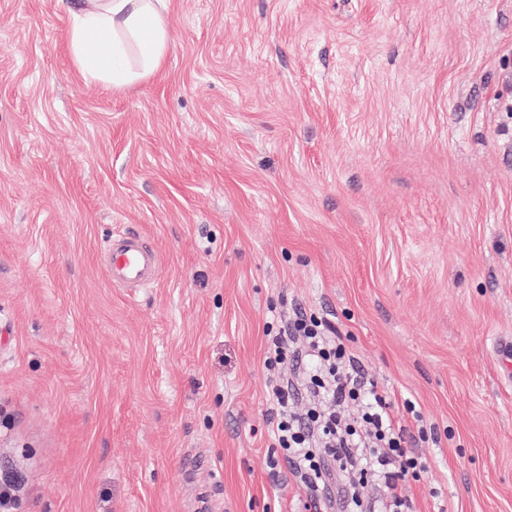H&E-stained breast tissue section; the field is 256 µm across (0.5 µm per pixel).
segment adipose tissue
<instances>
[{
    "label": "adipose tissue",
    "instance_id": "adipose-tissue-1",
    "mask_svg": "<svg viewBox=\"0 0 512 512\" xmlns=\"http://www.w3.org/2000/svg\"><path fill=\"white\" fill-rule=\"evenodd\" d=\"M75 67L86 81L120 88L159 70L169 46V0H59ZM137 44L138 66L126 62Z\"/></svg>",
    "mask_w": 512,
    "mask_h": 512
}]
</instances>
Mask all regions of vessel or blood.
I'll list each match as a JSON object with an SVG mask.
<instances>
[{
	"label": "vessel or blood",
	"instance_id": "vessel-or-blood-1",
	"mask_svg": "<svg viewBox=\"0 0 512 512\" xmlns=\"http://www.w3.org/2000/svg\"><path fill=\"white\" fill-rule=\"evenodd\" d=\"M109 278L121 288H144L158 276L161 257L144 238L132 233L115 237L105 252Z\"/></svg>",
	"mask_w": 512,
	"mask_h": 512
}]
</instances>
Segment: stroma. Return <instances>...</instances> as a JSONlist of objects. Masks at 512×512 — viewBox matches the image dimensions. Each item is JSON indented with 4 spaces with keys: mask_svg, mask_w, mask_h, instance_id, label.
I'll use <instances>...</instances> for the list:
<instances>
[{
    "mask_svg": "<svg viewBox=\"0 0 512 512\" xmlns=\"http://www.w3.org/2000/svg\"><path fill=\"white\" fill-rule=\"evenodd\" d=\"M163 67L76 70L0 0V473L9 512H305L273 480L281 298L415 412L414 512H512V0H169ZM135 232L157 280L112 287ZM105 261L112 285L129 289L152 285L161 265L159 253L144 238L132 233L112 239Z\"/></svg>",
    "mask_w": 512,
    "mask_h": 512,
    "instance_id": "1",
    "label": "stroma"
}]
</instances>
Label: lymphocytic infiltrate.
Returning <instances> with one entry per match:
<instances>
[{
  "instance_id": "obj_1",
  "label": "lymphocytic infiltrate",
  "mask_w": 512,
  "mask_h": 512,
  "mask_svg": "<svg viewBox=\"0 0 512 512\" xmlns=\"http://www.w3.org/2000/svg\"><path fill=\"white\" fill-rule=\"evenodd\" d=\"M349 335L327 314L302 308L267 333L263 365L270 437L309 492L310 512H407L402 483L425 466L410 446L384 384L359 368ZM380 496L366 497V487Z\"/></svg>"
}]
</instances>
